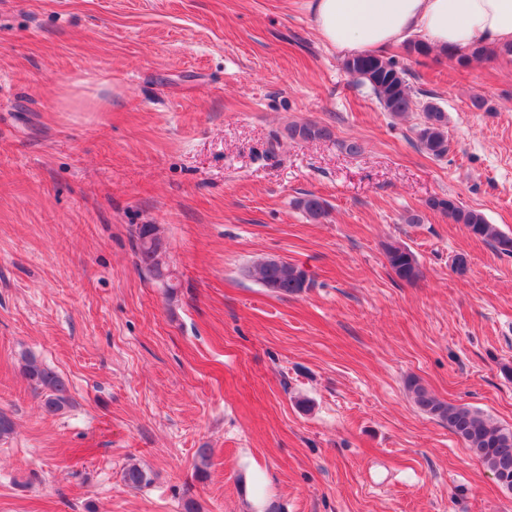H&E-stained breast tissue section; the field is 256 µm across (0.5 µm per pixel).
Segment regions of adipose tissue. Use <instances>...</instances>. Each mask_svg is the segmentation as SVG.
<instances>
[{
	"mask_svg": "<svg viewBox=\"0 0 512 512\" xmlns=\"http://www.w3.org/2000/svg\"><path fill=\"white\" fill-rule=\"evenodd\" d=\"M315 29L343 55L380 54L420 36L435 50L512 45V0H307Z\"/></svg>",
	"mask_w": 512,
	"mask_h": 512,
	"instance_id": "ef3b65f1",
	"label": "adipose tissue"
}]
</instances>
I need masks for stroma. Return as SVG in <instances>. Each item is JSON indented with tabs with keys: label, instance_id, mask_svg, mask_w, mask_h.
<instances>
[{
	"label": "stroma",
	"instance_id": "stroma-1",
	"mask_svg": "<svg viewBox=\"0 0 512 512\" xmlns=\"http://www.w3.org/2000/svg\"><path fill=\"white\" fill-rule=\"evenodd\" d=\"M386 55L409 71L401 118L304 0H0V512H512L407 389L512 428V257L426 206L512 235V56ZM428 102L448 114L439 160L417 145ZM306 122L331 138L289 137ZM142 224L175 290L138 266ZM268 258L310 288L245 276ZM27 355L67 383L64 411ZM296 204L312 221L320 222L329 215L327 202L313 193L305 194ZM427 206L432 211L448 216L453 223L463 224L470 236L485 241L500 255L512 257V235L489 224L482 212L464 208L450 196L434 197L427 202ZM386 256L390 268L395 275L407 282H414L421 276L419 263L408 248L401 244H390L386 248ZM247 273L264 287L271 285L272 291L284 296L298 295L311 285L305 271L285 261L277 265H268L261 261L249 267ZM24 371L34 388L43 395L46 412L57 414L70 404L68 387L58 373L42 365L33 357L24 359Z\"/></svg>",
	"mask_w": 512,
	"mask_h": 512
}]
</instances>
